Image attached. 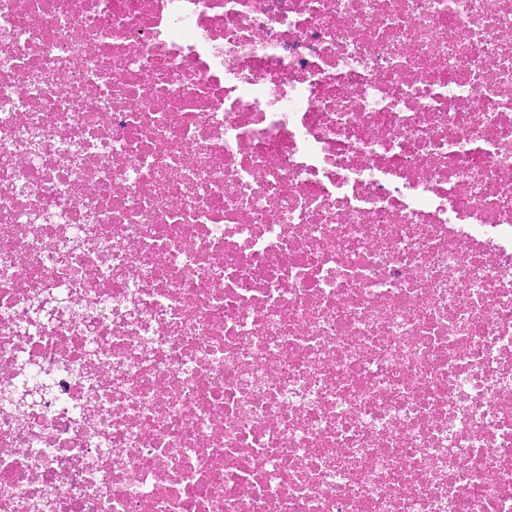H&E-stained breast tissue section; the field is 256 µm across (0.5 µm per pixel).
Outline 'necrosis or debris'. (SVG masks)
<instances>
[{
    "instance_id": "4bbe7bcc",
    "label": "necrosis or debris",
    "mask_w": 512,
    "mask_h": 512,
    "mask_svg": "<svg viewBox=\"0 0 512 512\" xmlns=\"http://www.w3.org/2000/svg\"><path fill=\"white\" fill-rule=\"evenodd\" d=\"M0 512H512V0H0Z\"/></svg>"
}]
</instances>
